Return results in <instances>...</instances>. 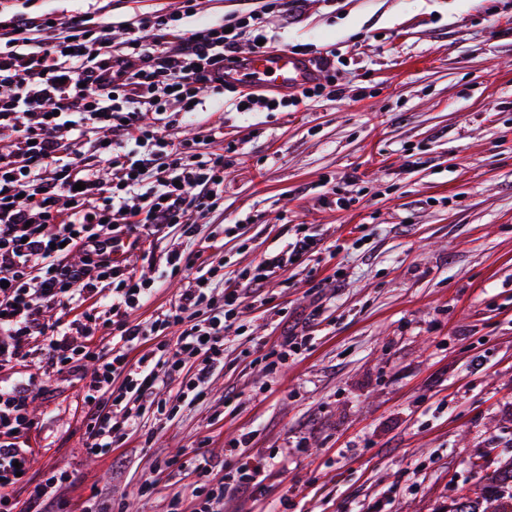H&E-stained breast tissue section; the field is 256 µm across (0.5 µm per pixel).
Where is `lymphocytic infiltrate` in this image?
<instances>
[{
    "mask_svg": "<svg viewBox=\"0 0 512 512\" xmlns=\"http://www.w3.org/2000/svg\"><path fill=\"white\" fill-rule=\"evenodd\" d=\"M197 0H181L178 11L154 13L126 24L120 42L112 25L88 12L56 19L14 15L0 19V368L11 370L47 353L48 375L94 372L83 385L87 409L86 451L111 452L138 427L140 407L164 413L160 390L193 373L178 397L196 402L208 394L224 363L239 307L260 297L262 287L289 263L321 253L323 241L304 225L278 251L214 294L217 276L201 253L171 251L170 271L194 270L178 298L151 325L132 320L153 292V280L137 276L130 262L112 252L130 229L159 235L172 226L193 234V211L224 189V156L193 159L190 143L170 130L176 112H189L202 92L226 90L224 67L238 63L243 35L263 39L264 15L281 11L282 0H264L233 27L211 24L186 31L179 22L194 15ZM94 136L98 163L110 176L99 179L86 163L82 140ZM82 252L80 263L67 262ZM220 296L206 320L198 308ZM108 300L112 319L103 324L88 301ZM63 313L56 324L47 310ZM109 330L111 345L95 343ZM139 358H131L133 350ZM121 390H114L115 380ZM33 377L0 375V512H63V477L31 484V456L22 439L33 426L30 405L39 394ZM250 440L242 434L236 455ZM266 465L248 462L209 479V463L195 466L200 479L187 512H220L228 493L256 496ZM28 487L25 501L13 496Z\"/></svg>",
    "mask_w": 512,
    "mask_h": 512,
    "instance_id": "1",
    "label": "lymphocytic infiltrate"
}]
</instances>
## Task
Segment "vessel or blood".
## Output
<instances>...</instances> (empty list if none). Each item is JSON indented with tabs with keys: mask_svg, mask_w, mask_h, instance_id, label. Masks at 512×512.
<instances>
[{
	"mask_svg": "<svg viewBox=\"0 0 512 512\" xmlns=\"http://www.w3.org/2000/svg\"><path fill=\"white\" fill-rule=\"evenodd\" d=\"M318 72L305 56L281 49H269L250 57L245 67H228L225 81H250L262 86L300 89L311 85Z\"/></svg>",
	"mask_w": 512,
	"mask_h": 512,
	"instance_id": "1",
	"label": "vessel or blood"
}]
</instances>
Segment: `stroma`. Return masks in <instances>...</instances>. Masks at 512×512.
<instances>
[{
  "instance_id": "obj_1",
  "label": "stroma",
  "mask_w": 512,
  "mask_h": 512,
  "mask_svg": "<svg viewBox=\"0 0 512 512\" xmlns=\"http://www.w3.org/2000/svg\"><path fill=\"white\" fill-rule=\"evenodd\" d=\"M177 6L0 0V18L88 11L118 28ZM264 23L277 48L336 51L335 93L276 112L206 93L173 133L223 153L224 193L194 213L193 236L176 226L143 245L137 268L155 276L176 247L231 278L297 224L350 245L288 265L241 308L206 398L163 419L143 410L112 453L86 452L79 382L47 379L24 437L30 475L65 472L70 512L90 498L169 512L196 460L219 477L239 464L228 450L244 432L270 469L257 498L230 496L224 512H446L512 458V0H302ZM314 311L306 350L266 371L258 342Z\"/></svg>"
}]
</instances>
